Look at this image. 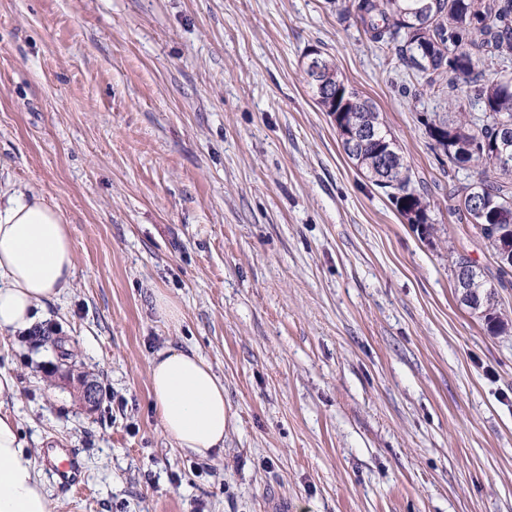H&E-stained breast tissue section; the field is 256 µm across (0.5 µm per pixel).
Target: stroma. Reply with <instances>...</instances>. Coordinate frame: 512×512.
I'll use <instances>...</instances> for the list:
<instances>
[{
	"label": "stroma",
	"mask_w": 512,
	"mask_h": 512,
	"mask_svg": "<svg viewBox=\"0 0 512 512\" xmlns=\"http://www.w3.org/2000/svg\"><path fill=\"white\" fill-rule=\"evenodd\" d=\"M312 47L377 105L431 235L344 154ZM466 105L332 0H0V190L58 205L75 255L38 310L50 342L0 333V406L55 512H512V331L456 294L449 254L496 264L425 127ZM168 346L224 383L222 455L161 429L148 368ZM49 440L78 453L79 488L46 469Z\"/></svg>",
	"instance_id": "obj_1"
}]
</instances>
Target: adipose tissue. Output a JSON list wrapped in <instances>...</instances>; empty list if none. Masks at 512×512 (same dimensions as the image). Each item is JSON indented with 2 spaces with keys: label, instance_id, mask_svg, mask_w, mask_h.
Returning a JSON list of instances; mask_svg holds the SVG:
<instances>
[{
  "label": "adipose tissue",
  "instance_id": "adipose-tissue-1",
  "mask_svg": "<svg viewBox=\"0 0 512 512\" xmlns=\"http://www.w3.org/2000/svg\"><path fill=\"white\" fill-rule=\"evenodd\" d=\"M75 268L62 209L31 191L0 198V333L30 329L40 303L69 288ZM164 433L206 460L224 451V384L195 350L170 346L149 365ZM0 512H54L15 418L0 411Z\"/></svg>",
  "mask_w": 512,
  "mask_h": 512
}]
</instances>
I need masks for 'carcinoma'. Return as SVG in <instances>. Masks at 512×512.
<instances>
[{
  "label": "carcinoma",
  "mask_w": 512,
  "mask_h": 512,
  "mask_svg": "<svg viewBox=\"0 0 512 512\" xmlns=\"http://www.w3.org/2000/svg\"><path fill=\"white\" fill-rule=\"evenodd\" d=\"M351 9L369 40L393 47L398 61L417 72L430 92L440 96L449 87L463 85L469 101L481 107L477 113L459 112L453 119L427 124L428 134L434 149L448 159V172L457 175L477 167V180L457 177L450 186L449 197L460 220L475 230L494 257L512 253V219L498 216L505 207L512 210V162L503 161L495 148L503 123L512 122V83L486 82L480 69L489 60L505 68L512 61V0H350L342 11ZM411 12L429 20L427 26L411 31L405 24ZM322 60L324 88L310 85L317 103L338 127L373 130L389 144L388 155L394 160L380 170L374 142L353 148L344 144L345 155L402 217L422 216L421 233H430L429 202L415 185L380 112L369 98L344 83L329 57ZM475 277L481 291L473 299L461 298L462 303L486 322L491 333L508 332V318L498 311L497 289L512 287V266H497L493 282L478 268Z\"/></svg>",
  "instance_id": "cac0c4a2"
}]
</instances>
